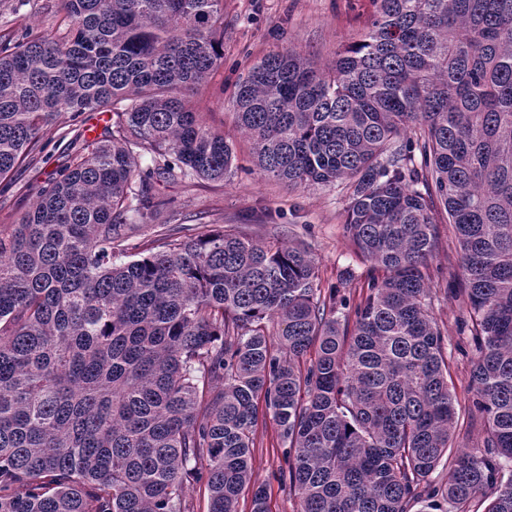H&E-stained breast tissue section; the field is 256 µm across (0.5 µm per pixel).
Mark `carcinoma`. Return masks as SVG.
I'll use <instances>...</instances> for the list:
<instances>
[{
	"label": "carcinoma",
	"mask_w": 512,
	"mask_h": 512,
	"mask_svg": "<svg viewBox=\"0 0 512 512\" xmlns=\"http://www.w3.org/2000/svg\"><path fill=\"white\" fill-rule=\"evenodd\" d=\"M372 3L330 68L273 50L232 97L260 176L345 184L344 224L371 264L353 306L292 241L166 231L155 180L219 182L236 158L201 109L224 0H59L64 32L0 35V177L57 116L114 118L0 228V512H192L190 475L208 512H237L246 490L269 512L250 465L259 398L299 512L486 497L512 512V0ZM442 214L484 431L452 456L430 312ZM149 222L156 250L122 260Z\"/></svg>",
	"instance_id": "cac0c4a2"
}]
</instances>
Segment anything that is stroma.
Wrapping results in <instances>:
<instances>
[{
    "label": "stroma",
    "instance_id": "obj_1",
    "mask_svg": "<svg viewBox=\"0 0 512 512\" xmlns=\"http://www.w3.org/2000/svg\"><path fill=\"white\" fill-rule=\"evenodd\" d=\"M372 11L370 0H226L224 63L214 74L201 104L209 124L235 144L238 161L224 181L200 178L158 179L154 193L166 202L170 224L196 229L221 226L256 239L279 236L304 244L316 257L322 286H336L351 302L366 291L369 264L354 253L344 229L343 186L291 188L260 179L250 156V142L235 123L230 98L249 67L272 50H291L323 68L350 44ZM62 15L58 0H0V34L58 33ZM110 116L83 113L77 121L58 117L45 128L32 160L0 179V226L19 223L39 190L75 157L66 133L83 139L103 137ZM441 244L432 262L434 288L431 313L448 338V385L459 419L450 440L452 450L480 447L484 433L478 413L469 409L474 351L469 342L464 304L446 295L451 274L458 271V246L447 224H440ZM251 463L263 483L270 512H297L298 498L280 479L285 466L280 429L271 416H261L254 433Z\"/></svg>",
    "mask_w": 512,
    "mask_h": 512
}]
</instances>
